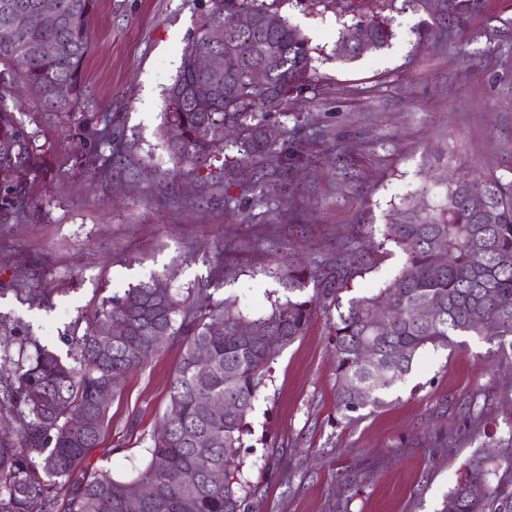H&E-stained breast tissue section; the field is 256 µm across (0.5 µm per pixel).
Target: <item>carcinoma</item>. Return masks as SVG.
<instances>
[{
    "label": "carcinoma",
    "mask_w": 512,
    "mask_h": 512,
    "mask_svg": "<svg viewBox=\"0 0 512 512\" xmlns=\"http://www.w3.org/2000/svg\"><path fill=\"white\" fill-rule=\"evenodd\" d=\"M285 0H208L199 24L182 50L181 66L164 98L161 135L173 161L172 173L209 165L224 129L238 128L241 161L270 155L266 121L288 110L311 82L312 47L286 17L260 39L281 44L284 53L267 70L266 86L253 85L258 61L246 57L224 86V73L195 69L192 56L219 51L208 30L225 26L235 10L263 14L281 12ZM97 0H0V218L20 217V207L34 184L51 173L46 151L35 144L16 113L4 102L5 92L20 87L48 115L81 128L92 122L81 111L85 97L83 68L92 42L91 19ZM354 0L357 21L340 33L346 42L352 29L366 23V36L377 49L393 38L390 23L363 12ZM53 13L51 27L22 25L32 9ZM482 192L487 208L475 210L469 191ZM387 237L406 257L401 270L371 295L342 303L358 278L372 271L370 257L355 250L336 253L328 269L308 265L288 271L294 288L307 297L276 301L268 313L245 318L228 298L215 300L197 289L203 303L190 302L158 279L131 286L102 305L82 335L69 338L67 358L31 336L5 338L0 347V412L12 421L0 432V512H125L131 482L109 471H90L87 452L100 443L108 425L109 404L99 391L112 376L142 369L166 345L181 355L169 385V400L180 409L167 413L147 448L148 460L134 481L153 485L140 512H249L251 489L237 463L248 417L275 359L263 336L281 347L304 335L320 303L336 307L329 324L335 355L336 410L344 418L367 405L383 404L382 395L411 369L427 348H446L457 336H480L512 351V181L499 177L471 179L462 175L447 184L444 199L423 211L412 205L403 220L390 224ZM432 301L440 305L431 322L414 310ZM390 313L384 324L375 312ZM224 324L220 334L213 332ZM252 325L259 336L239 333ZM164 337L156 343L155 337ZM18 345L17 355L11 348ZM209 353L207 371L197 353ZM374 350L377 367L364 362L362 351ZM224 397L237 405L228 416L213 408ZM224 473L215 483L210 471ZM482 458L471 460L465 478L448 491L439 512H512V460L509 474L493 485ZM67 486L66 494L57 492ZM484 487L474 497L470 488Z\"/></svg>",
    "instance_id": "carcinoma-1"
}]
</instances>
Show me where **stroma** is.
Here are the masks:
<instances>
[{
	"label": "stroma",
	"mask_w": 512,
	"mask_h": 512,
	"mask_svg": "<svg viewBox=\"0 0 512 512\" xmlns=\"http://www.w3.org/2000/svg\"><path fill=\"white\" fill-rule=\"evenodd\" d=\"M207 0H98L83 111L67 126L8 96L53 171L19 220L0 222V316L66 355L103 299L162 277L180 294L217 281L254 315L289 296V266L369 252L353 295L382 287L405 256L386 226L407 204L429 209L461 173L512 180V0H395L388 48L345 63L336 40L355 17L342 0L282 9L314 49L312 87L270 119L275 153L169 175L160 134L165 89ZM97 145L80 155V141ZM443 174L442 183L429 179ZM39 303H32L33 295ZM329 312L281 349L250 414L240 461L256 512H438L466 464L501 476L512 436V354L475 336L428 348L378 408L336 410ZM171 345L115 392L92 470L131 475L169 406Z\"/></svg>",
	"instance_id": "stroma-1"
}]
</instances>
